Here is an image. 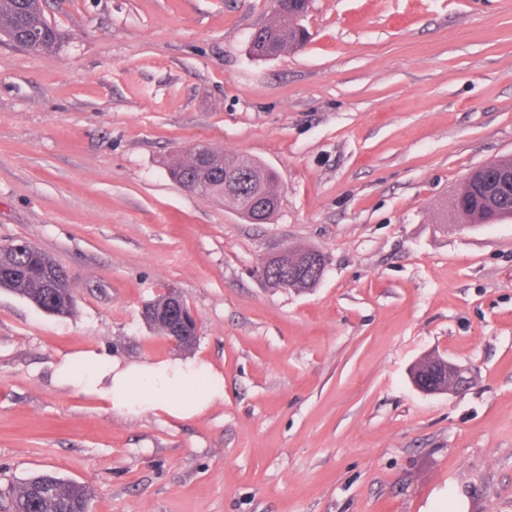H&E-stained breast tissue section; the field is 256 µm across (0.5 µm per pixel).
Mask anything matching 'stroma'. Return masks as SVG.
<instances>
[{
    "label": "stroma",
    "mask_w": 512,
    "mask_h": 512,
    "mask_svg": "<svg viewBox=\"0 0 512 512\" xmlns=\"http://www.w3.org/2000/svg\"><path fill=\"white\" fill-rule=\"evenodd\" d=\"M51 54L0 43V244L64 270L67 316L0 289V512L40 473L89 512H512V219L463 225L469 173L512 156V0H311L307 42L249 52L270 0H44ZM203 142L260 161L267 224L174 183ZM288 247L313 289L266 287ZM177 288L196 344L146 305ZM197 355L224 398L127 417L53 377L65 354ZM474 367L461 393L409 379ZM167 307L168 304L166 302V297L165 295H162L158 299L150 303L147 306L145 312V317L148 323L157 328L159 331L163 332L164 335L165 328H167V318L164 316V314L167 313ZM183 330L186 336H184V334L182 333L180 325L173 320V322L167 328V338L178 346H184L188 336H190L189 341L187 342L185 347H191L192 345H194L197 339V328L195 327V325L187 323L186 325H184ZM440 359H443V358L442 357H437V358L432 357V358L420 360L419 367L414 368V370L417 371V373L419 374L418 380L421 381L423 376L424 377L427 376L426 374L423 375V373H425L424 368L429 367L430 361H432V360L438 361ZM439 362H440V365L436 369V372H437V370H440L443 372V374L445 376V380H446L445 383L436 388H434L432 386H428V380H423L422 382H419L416 380V375H417V373H416L414 375V377L412 378V383L417 390H419L423 393H427V394L447 393V392L448 393L449 392L460 393L474 384L475 371L471 367L459 365L457 363L447 361L444 359L440 360ZM446 367H447V371L446 370L444 371V368H446Z\"/></svg>",
    "instance_id": "obj_1"
}]
</instances>
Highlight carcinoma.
<instances>
[{
	"instance_id": "carcinoma-1",
	"label": "carcinoma",
	"mask_w": 512,
	"mask_h": 512,
	"mask_svg": "<svg viewBox=\"0 0 512 512\" xmlns=\"http://www.w3.org/2000/svg\"><path fill=\"white\" fill-rule=\"evenodd\" d=\"M308 11L306 0H286L282 8H272L268 22L255 30L249 52L257 59H267L275 51L296 49L307 39L300 24ZM0 37L34 53H50L60 48L62 36L45 18L42 0H0ZM171 178L182 187L193 190L201 184V196H216L240 207V192L257 190L258 206L269 210L277 193V177L259 162L234 153L218 152L197 143L167 165ZM312 249H294L279 260L278 279L297 291L315 287L319 279L313 267H305L303 259ZM64 271L40 248L29 243L0 246V288L11 290L30 301L38 309L59 316L71 314L73 298L63 278ZM168 304L165 296L150 303L145 312L148 323L159 331L167 328ZM90 490L84 483L68 481L49 473L33 475L15 489L13 512H89Z\"/></svg>"
}]
</instances>
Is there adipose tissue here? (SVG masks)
Wrapping results in <instances>:
<instances>
[{"label": "adipose tissue", "mask_w": 512, "mask_h": 512, "mask_svg": "<svg viewBox=\"0 0 512 512\" xmlns=\"http://www.w3.org/2000/svg\"><path fill=\"white\" fill-rule=\"evenodd\" d=\"M54 376L124 415L152 412L185 420L203 414L224 397L223 373L201 357L125 363L84 349L64 355Z\"/></svg>", "instance_id": "adipose-tissue-1"}]
</instances>
